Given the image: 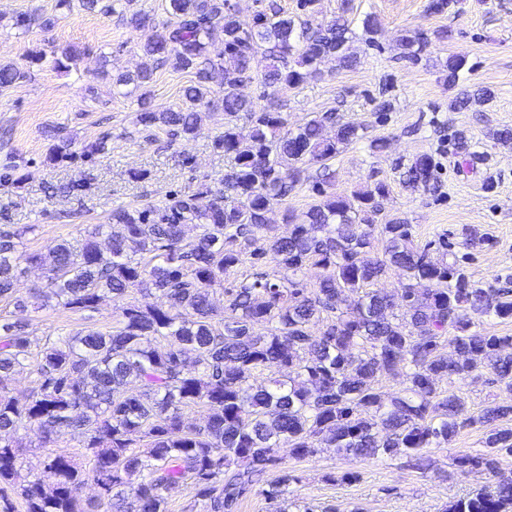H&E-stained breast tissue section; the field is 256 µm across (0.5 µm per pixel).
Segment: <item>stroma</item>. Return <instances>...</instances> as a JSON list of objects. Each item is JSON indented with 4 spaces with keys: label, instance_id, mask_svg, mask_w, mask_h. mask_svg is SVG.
Masks as SVG:
<instances>
[{
    "label": "stroma",
    "instance_id": "obj_1",
    "mask_svg": "<svg viewBox=\"0 0 512 512\" xmlns=\"http://www.w3.org/2000/svg\"><path fill=\"white\" fill-rule=\"evenodd\" d=\"M353 32L352 49L359 62L351 69L328 59L321 73L298 89L264 87L259 79L267 66L264 55L253 62L256 81L242 93L255 103H274L288 114L289 127L313 115L333 111L363 125L365 137L342 152L331 168L325 189L351 194L374 182L389 184L383 216L412 224L415 240L430 244L434 257L458 259L473 279L490 288L512 289V144L502 145L493 131L512 127V0H458L456 12L434 14L430 0H347ZM56 16L54 27L13 28L25 12ZM57 0H0V63L26 64L28 55L55 45L76 44L87 53L70 71L51 63L29 65V78L0 92V164L16 157L23 178L20 187L0 191L15 224H34L24 248L47 251L56 241L82 239L91 224L106 223L113 208L146 203L169 204L174 197L200 184H218L225 159L213 147L224 129L220 108L204 115L194 138L170 141L165 133L145 140L135 125L134 98L113 93L99 77L101 66L110 71H136L143 58L141 33L120 16H103L73 7L59 17ZM377 17L373 38H366L364 14ZM407 30L428 35L430 46L419 61L401 58L399 36ZM448 39H439L440 31ZM464 56L467 65L458 87L448 86L444 65L450 55ZM191 72L164 66L149 87L151 105L164 111L182 105V89ZM490 88L494 96L483 104L456 110L452 102L459 86ZM389 111H378L381 102ZM61 129L75 144L109 135L107 151L91 163L47 166L53 130ZM382 138L386 149L373 153L372 140ZM467 143L477 152L470 166L459 164L458 147ZM427 153L435 163L429 188H412L400 179V168ZM50 182L82 184L79 197L48 196ZM0 316L26 318L31 336H62L84 327L109 329L117 318L112 300L98 310L75 313L55 307L19 313L0 301ZM441 388L458 392L472 413L489 402H511L512 388L489 371L478 377L444 379ZM485 430L461 428L442 448L429 449L431 470L422 472L402 458L361 461L327 448L306 459L280 449V468L269 471L275 480L288 470L297 481L291 486L297 505L313 512H443L446 505L485 484L482 476L464 477L451 460L463 452L482 450ZM359 473L357 481H341L342 473Z\"/></svg>",
    "mask_w": 512,
    "mask_h": 512
}]
</instances>
